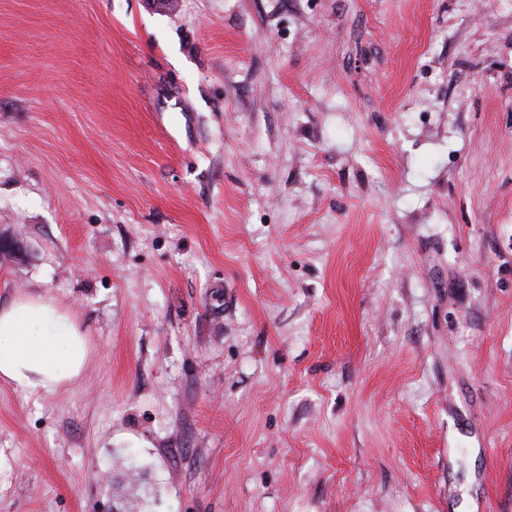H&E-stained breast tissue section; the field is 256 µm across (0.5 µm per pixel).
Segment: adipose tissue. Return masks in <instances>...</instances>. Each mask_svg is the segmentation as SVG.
<instances>
[{"label": "adipose tissue", "instance_id": "adipose-tissue-1", "mask_svg": "<svg viewBox=\"0 0 512 512\" xmlns=\"http://www.w3.org/2000/svg\"><path fill=\"white\" fill-rule=\"evenodd\" d=\"M89 357L86 335L43 296L22 293L0 304V380L25 393L73 384Z\"/></svg>", "mask_w": 512, "mask_h": 512}]
</instances>
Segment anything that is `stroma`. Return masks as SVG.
Wrapping results in <instances>:
<instances>
[{
  "label": "stroma",
  "mask_w": 512,
  "mask_h": 512,
  "mask_svg": "<svg viewBox=\"0 0 512 512\" xmlns=\"http://www.w3.org/2000/svg\"><path fill=\"white\" fill-rule=\"evenodd\" d=\"M0 512H512V0H0ZM89 357L86 335L43 296L22 293L0 304V379L25 393L73 384Z\"/></svg>",
  "instance_id": "stroma-1"
}]
</instances>
